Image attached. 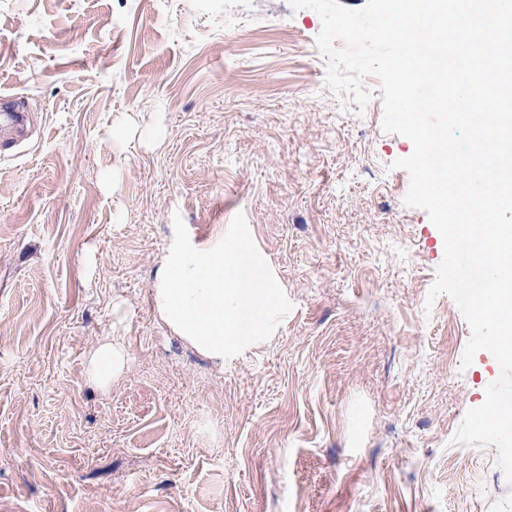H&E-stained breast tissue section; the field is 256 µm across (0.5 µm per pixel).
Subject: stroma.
Masks as SVG:
<instances>
[{"mask_svg": "<svg viewBox=\"0 0 512 512\" xmlns=\"http://www.w3.org/2000/svg\"><path fill=\"white\" fill-rule=\"evenodd\" d=\"M289 0H0V512H512L453 437L501 373L404 203L412 142L325 84ZM244 214L293 305L217 368L151 289ZM128 362L103 389L92 349ZM126 364V351L120 339L100 343L88 359V374L98 385L107 387L118 376Z\"/></svg>", "mask_w": 512, "mask_h": 512, "instance_id": "stroma-1", "label": "stroma"}]
</instances>
